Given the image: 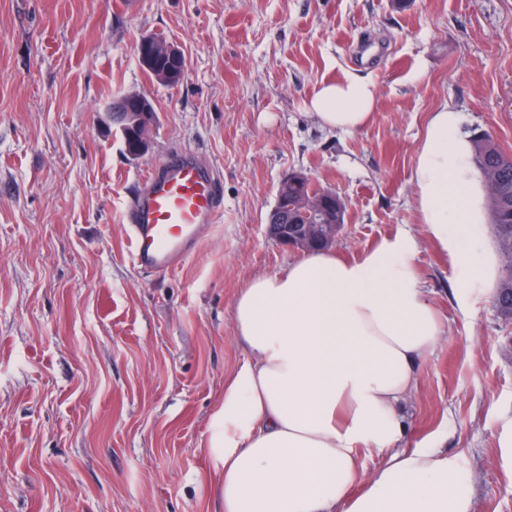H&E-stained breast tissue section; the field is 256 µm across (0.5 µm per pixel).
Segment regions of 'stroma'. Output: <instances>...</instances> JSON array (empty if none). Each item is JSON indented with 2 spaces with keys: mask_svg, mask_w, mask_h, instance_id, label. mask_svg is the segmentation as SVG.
I'll return each instance as SVG.
<instances>
[{
  "mask_svg": "<svg viewBox=\"0 0 512 512\" xmlns=\"http://www.w3.org/2000/svg\"><path fill=\"white\" fill-rule=\"evenodd\" d=\"M148 35L183 49L178 85L139 64ZM346 72L379 92L353 132L306 107ZM129 92L158 116L134 161L107 114ZM444 104L512 153V0H0V512H217L205 445L247 357L232 305L302 256L266 231L292 171L345 201L340 257L415 238L444 333L399 446L458 456L472 512H512V321L478 285L461 313L415 216L416 152ZM184 148L218 169L224 221L146 274L122 212Z\"/></svg>",
  "mask_w": 512,
  "mask_h": 512,
  "instance_id": "1",
  "label": "stroma"
}]
</instances>
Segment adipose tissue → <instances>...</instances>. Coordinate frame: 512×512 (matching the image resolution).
<instances>
[{"mask_svg":"<svg viewBox=\"0 0 512 512\" xmlns=\"http://www.w3.org/2000/svg\"><path fill=\"white\" fill-rule=\"evenodd\" d=\"M378 106L373 81H325L309 107L326 127L362 129ZM458 112H431L411 181L417 221L457 269L461 312L468 290L491 285L494 256L478 244L484 187ZM408 234L361 259L321 250L248 281L232 317L248 358L224 386L207 442L222 512H471L456 457L396 450L400 407L443 334L426 300ZM381 452L372 471L359 456Z\"/></svg>","mask_w":512,"mask_h":512,"instance_id":"adipose-tissue-1","label":"adipose tissue"}]
</instances>
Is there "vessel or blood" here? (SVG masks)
I'll use <instances>...</instances> for the list:
<instances>
[{
  "label": "vessel or blood",
  "mask_w": 512,
  "mask_h": 512,
  "mask_svg": "<svg viewBox=\"0 0 512 512\" xmlns=\"http://www.w3.org/2000/svg\"><path fill=\"white\" fill-rule=\"evenodd\" d=\"M223 211V182L202 154L169 155L141 176L137 199L124 210L132 263L151 274L174 269Z\"/></svg>",
  "instance_id": "b4317fda"
}]
</instances>
